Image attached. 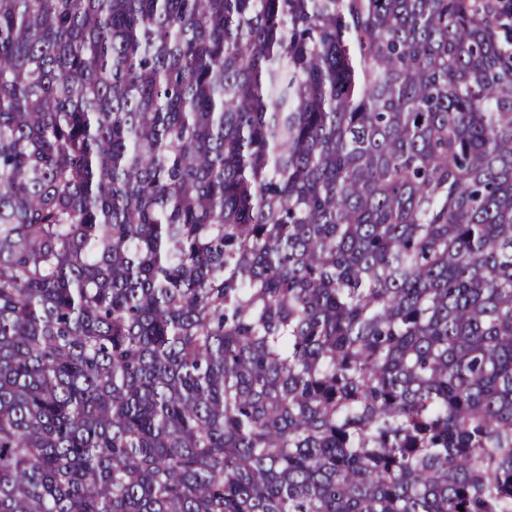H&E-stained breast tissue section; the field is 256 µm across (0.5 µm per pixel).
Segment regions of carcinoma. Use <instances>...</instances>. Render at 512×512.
<instances>
[{"label":"carcinoma","instance_id":"1","mask_svg":"<svg viewBox=\"0 0 512 512\" xmlns=\"http://www.w3.org/2000/svg\"><path fill=\"white\" fill-rule=\"evenodd\" d=\"M512 0H0V512H512Z\"/></svg>","mask_w":512,"mask_h":512}]
</instances>
